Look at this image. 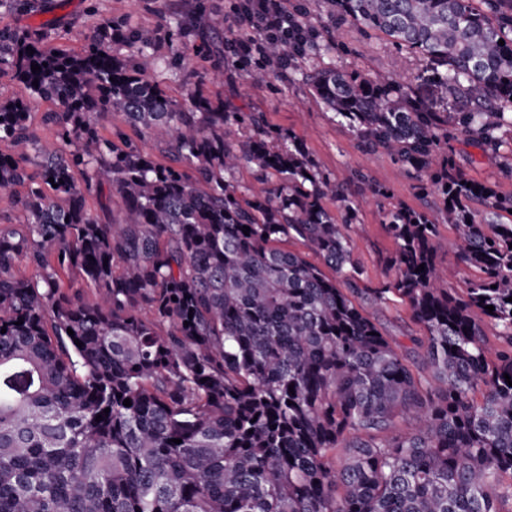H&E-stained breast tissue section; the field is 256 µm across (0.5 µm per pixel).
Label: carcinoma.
<instances>
[{"mask_svg":"<svg viewBox=\"0 0 512 512\" xmlns=\"http://www.w3.org/2000/svg\"><path fill=\"white\" fill-rule=\"evenodd\" d=\"M481 3L325 0L265 51L288 67L345 47L347 25L382 34L447 67L457 125L497 155L512 141V0ZM212 10L193 0L183 33L212 36ZM154 41L120 20L78 51L0 27V73L27 92L0 100V512H512V195L470 181L442 147L448 113L412 85L303 74L435 205L384 213L395 278L370 295L407 302L424 330L393 343L355 301L346 179L254 113L192 92L175 111L151 78ZM114 112L134 135L101 133ZM231 120L255 136L229 144ZM244 164L258 171L245 197L226 179ZM436 213L479 273L462 289L444 286Z\"/></svg>","mask_w":512,"mask_h":512,"instance_id":"carcinoma-1","label":"carcinoma"}]
</instances>
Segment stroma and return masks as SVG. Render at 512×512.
Returning a JSON list of instances; mask_svg holds the SVG:
<instances>
[{
	"instance_id": "stroma-1",
	"label": "stroma",
	"mask_w": 512,
	"mask_h": 512,
	"mask_svg": "<svg viewBox=\"0 0 512 512\" xmlns=\"http://www.w3.org/2000/svg\"><path fill=\"white\" fill-rule=\"evenodd\" d=\"M51 12L17 15L0 10V24L25 30L53 21L56 29L68 33L70 47H80L85 34L107 18H120L129 25L156 31L155 50L162 57L154 78L176 104H183L188 83H195L204 94L223 100L237 112L263 115L267 125L293 132L327 176L358 175L350 186V198L358 212V222L349 234L366 284L379 288L394 277L388 259L394 245L382 222V209L404 203L418 208L422 202L413 181L401 173L383 152L366 153L347 123L327 109L303 79V72L317 66L335 65L349 70H363L376 75H396L417 91L431 92L439 70L437 64L411 56L400 57L397 50L381 34H363L349 28L345 50L319 60L299 61L292 79L273 78L265 83L248 81L244 67L232 51H225L222 77H215L201 61L200 38L180 36L192 0H52ZM180 61L168 65L171 56ZM453 154L467 177L495 188L500 194H512V179L503 175L498 156L482 153L469 145L465 135L449 128L444 145ZM379 185L389 191L388 198L377 199L369 191ZM367 314L390 340L405 342L407 337L423 333L414 321L409 306L399 299L365 303Z\"/></svg>"
}]
</instances>
